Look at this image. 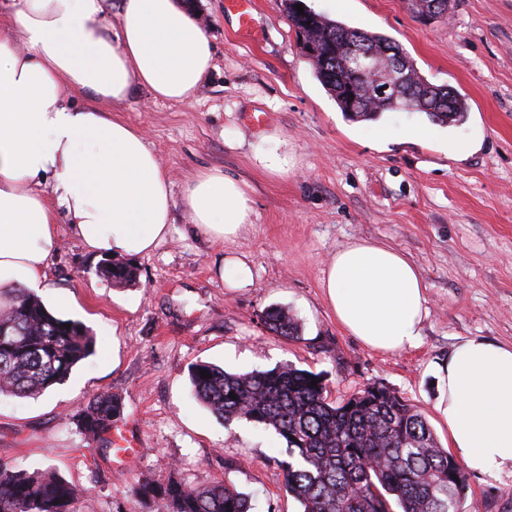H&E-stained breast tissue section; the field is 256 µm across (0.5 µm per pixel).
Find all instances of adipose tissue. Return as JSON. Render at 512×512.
Wrapping results in <instances>:
<instances>
[{"instance_id":"ef3b65f1","label":"adipose tissue","mask_w":512,"mask_h":512,"mask_svg":"<svg viewBox=\"0 0 512 512\" xmlns=\"http://www.w3.org/2000/svg\"><path fill=\"white\" fill-rule=\"evenodd\" d=\"M9 0L0 14V306L47 286L55 215L94 255L152 252L171 231L168 177L142 132L112 117L133 86L183 102L213 70L205 28L183 0ZM85 95L89 105L72 103ZM196 232L236 237L252 221L244 182L218 169L188 181ZM321 286L337 322L365 346L396 353L420 343L423 280L408 258L371 240L337 250ZM448 442L469 468L512 467V345L473 338L439 370Z\"/></svg>"}]
</instances>
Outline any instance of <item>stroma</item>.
<instances>
[{"label":"stroma","instance_id":"stroma-1","mask_svg":"<svg viewBox=\"0 0 512 512\" xmlns=\"http://www.w3.org/2000/svg\"><path fill=\"white\" fill-rule=\"evenodd\" d=\"M250 36L225 0H190L209 32L214 68L187 102L133 87L111 112L139 128L170 181L169 237L134 258L139 282L104 278L58 218L48 266L58 310L92 332L95 353L34 398L0 397V463L52 469L76 488L75 512H144L131 488L147 477L227 481L255 512H299L283 490L284 439L240 419L223 424L190 395L194 364L229 372L289 364L324 379L331 400L380 383L428 420L438 442V367L470 338L512 344V0H452L418 16L409 0H305L315 11L397 40L431 83L464 95L465 121L440 126L412 112L359 121L341 112L303 56L285 0H254ZM259 150L289 159L275 177ZM210 168L245 181L252 222L210 244L189 227L184 190ZM355 239L401 251L426 286L418 348L375 352L328 309L322 272ZM250 269L238 280L235 262ZM280 307L301 325L287 341L263 315ZM124 403L139 449L115 458L85 440L75 415L94 395ZM465 512H512V469L468 471Z\"/></svg>","mask_w":512,"mask_h":512}]
</instances>
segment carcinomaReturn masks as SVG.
Listing matches in <instances>:
<instances>
[{"instance_id": "carcinoma-1", "label": "carcinoma", "mask_w": 512, "mask_h": 512, "mask_svg": "<svg viewBox=\"0 0 512 512\" xmlns=\"http://www.w3.org/2000/svg\"><path fill=\"white\" fill-rule=\"evenodd\" d=\"M301 3L286 0L289 20L301 37L302 54L313 61L317 79L341 111L360 120L392 111L423 114L443 126L464 120L466 99L428 81L392 37L315 11L301 15L296 9ZM361 51L400 56L409 79L394 99L367 97L354 77ZM100 272L116 283L138 278V268L128 262L107 259ZM265 324L277 336L300 338L298 321L282 308L267 311ZM94 351L95 338L85 325L55 316L35 294L20 290L0 309V395H40L66 381ZM202 370L211 377H201ZM190 379L193 398L224 424L245 419L286 441L284 490L300 504V512H462L464 467L437 442L426 418L383 384L366 385L333 402L319 375L289 365L228 372L200 362ZM122 413L118 396L100 393L77 412V424L93 440ZM133 492L149 512L252 510L250 495L228 482L196 486L171 477L143 479ZM75 497L72 485L58 477L0 464V512H74Z\"/></svg>"}]
</instances>
